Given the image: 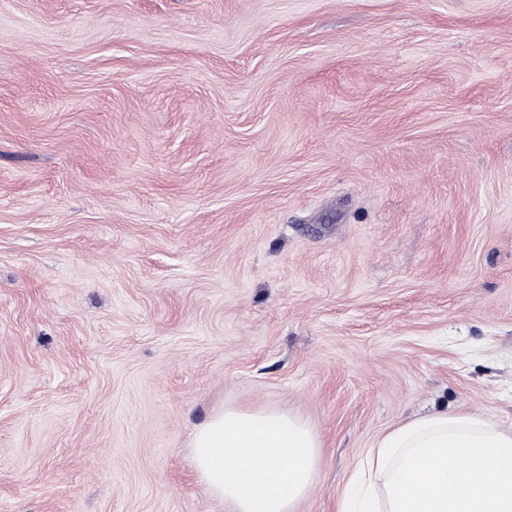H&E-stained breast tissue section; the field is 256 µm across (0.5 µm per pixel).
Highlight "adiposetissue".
Instances as JSON below:
<instances>
[{"label":"adipose tissue","mask_w":512,"mask_h":512,"mask_svg":"<svg viewBox=\"0 0 512 512\" xmlns=\"http://www.w3.org/2000/svg\"><path fill=\"white\" fill-rule=\"evenodd\" d=\"M191 446L233 512H294L318 475L317 436L281 410L221 407ZM339 512H512V429L476 413L412 418L366 449Z\"/></svg>","instance_id":"obj_1"}]
</instances>
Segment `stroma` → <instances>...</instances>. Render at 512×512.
I'll use <instances>...</instances> for the list:
<instances>
[{
  "mask_svg": "<svg viewBox=\"0 0 512 512\" xmlns=\"http://www.w3.org/2000/svg\"><path fill=\"white\" fill-rule=\"evenodd\" d=\"M224 405L512 426V0H0V512H231Z\"/></svg>",
  "mask_w": 512,
  "mask_h": 512,
  "instance_id": "35a3bbf8",
  "label": "stroma"
}]
</instances>
